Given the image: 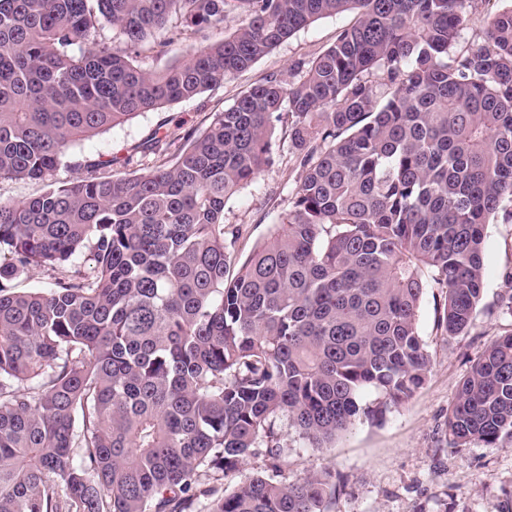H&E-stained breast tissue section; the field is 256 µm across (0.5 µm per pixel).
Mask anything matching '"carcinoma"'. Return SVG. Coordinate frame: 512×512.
Here are the masks:
<instances>
[{"instance_id":"obj_1","label":"carcinoma","mask_w":512,"mask_h":512,"mask_svg":"<svg viewBox=\"0 0 512 512\" xmlns=\"http://www.w3.org/2000/svg\"><path fill=\"white\" fill-rule=\"evenodd\" d=\"M474 2L0 0V178L85 171L0 202V512H330L331 473L283 478L279 422L325 448L403 404L430 371L425 290L437 330L468 333L486 227L512 223V0L465 41ZM348 11L292 63L300 80L266 77L148 172L69 154ZM105 23L123 47L95 40ZM191 37L182 61L134 63ZM277 122L300 185L239 262L225 201L268 164ZM32 268L48 287H19ZM447 431L452 448L512 439V331L472 362Z\"/></svg>"}]
</instances>
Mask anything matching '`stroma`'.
I'll return each mask as SVG.
<instances>
[{"label":"stroma","instance_id":"1","mask_svg":"<svg viewBox=\"0 0 512 512\" xmlns=\"http://www.w3.org/2000/svg\"><path fill=\"white\" fill-rule=\"evenodd\" d=\"M355 19L352 12L320 18L223 85L82 140L72 152L86 160L117 152L129 158L121 175L144 173L157 157L141 153L140 147L157 130L172 136L188 129L203 131L214 113L231 106L242 92L270 74H287L295 59L315 57ZM299 178L289 150L288 127L277 124L270 163L224 207L225 223L241 230L236 244L239 257H246L270 235L279 214L287 210ZM510 267L512 224H490L484 291L468 335L450 338L437 331L439 291L427 289L418 313V332L431 358L423 387L380 421L358 422L328 447L311 448L297 434H289L288 455L282 463L287 480L328 469L335 472L332 512H512V440H501L493 448H453L445 424L471 360L512 330V316L499 309L501 297L512 291L504 281Z\"/></svg>","mask_w":512,"mask_h":512}]
</instances>
